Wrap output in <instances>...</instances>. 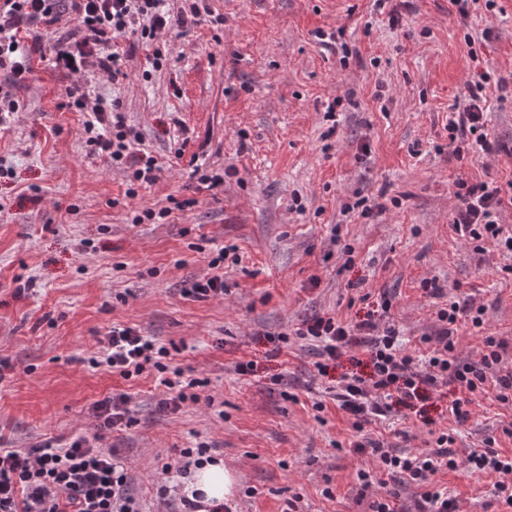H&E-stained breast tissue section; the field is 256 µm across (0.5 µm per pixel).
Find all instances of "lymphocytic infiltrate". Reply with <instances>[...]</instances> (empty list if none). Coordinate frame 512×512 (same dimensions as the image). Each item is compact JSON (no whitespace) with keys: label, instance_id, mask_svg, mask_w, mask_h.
Masks as SVG:
<instances>
[{"label":"lymphocytic infiltrate","instance_id":"lymphocytic-infiltrate-1","mask_svg":"<svg viewBox=\"0 0 512 512\" xmlns=\"http://www.w3.org/2000/svg\"><path fill=\"white\" fill-rule=\"evenodd\" d=\"M57 0H0V68L9 67L12 78L0 83V113L18 111L13 90L32 71L33 56L50 58L54 67L69 73L89 68L119 71L122 58L117 39L121 36L153 38L162 29H181L202 15L200 0H184L179 14H170L164 0H70L71 8L84 37L69 44H35L26 47L21 26L40 20L55 21ZM483 82L470 88L469 103L448 119V138L475 152H491L492 144L485 133L486 119L482 103ZM69 109L90 113L85 123L87 141L98 155L113 163L130 164L131 177L140 184L155 183L160 166L150 151L142 146L139 130L128 125L119 108L105 109L101 99H94L79 86L67 90ZM458 196L461 207L452 219L455 232L462 238L495 242L512 253V232L504 230L499 216L512 206V186L489 182L460 181ZM485 309L460 306L451 301L437 312L441 327L436 335L437 347L428 359L419 361L402 348L399 331L394 325L377 326L373 318L348 324L333 316L316 317L299 329L302 337H312L323 346L322 362L317 369L326 373L344 348L368 337V377L352 376L342 381L339 397L342 407L356 422L371 416H384L394 408H413L427 391L440 384L454 383L460 390L450 406L457 422L469 419L475 394L493 391L497 401L512 404V368L504 367L503 339L488 336L483 340L480 361L462 363L454 351L453 333L460 318H467L473 328L484 325ZM170 350L155 339L141 335L132 327L110 331L97 356L88 360L90 367L129 379L147 369L161 375L166 389L160 405L175 412L183 404L196 401V378L180 380L167 377ZM452 437L441 433L436 450L419 454H402L381 447L378 442L362 439L353 445L355 452L372 450L386 475L400 482L420 487L422 494L414 512H454L455 502L447 492L431 487L429 477L441 470H456L466 464L482 474L494 476L492 494L512 508V454L496 448L486 440L473 449L465 462H458L450 448ZM0 512H142L140 502L130 491V480L120 462L93 444L87 437L76 436L63 447L48 443L28 448H0Z\"/></svg>","mask_w":512,"mask_h":512}]
</instances>
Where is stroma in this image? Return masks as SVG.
Masks as SVG:
<instances>
[{"mask_svg": "<svg viewBox=\"0 0 512 512\" xmlns=\"http://www.w3.org/2000/svg\"><path fill=\"white\" fill-rule=\"evenodd\" d=\"M209 4L222 24L120 39L118 77L38 60L15 88L20 108L0 123V448L94 436L93 404L123 393L134 422L101 446L145 512H166L162 468L199 442L232 469L238 512H289L292 501L298 512H366L356 473L379 462L352 450L353 419L335 397L342 375L368 373L364 352L347 349L323 376L318 344L296 330L323 315L386 316L425 358L441 299L427 280L486 309L483 328L459 325V360L479 361L492 335L512 363V255L489 242L476 250L450 228L459 180L512 181V0L465 19L450 0ZM482 74L496 148L460 155L448 116ZM75 84L118 103L161 161L135 197L129 169L88 145L86 113L65 109ZM199 169L223 174V186L199 188ZM363 197L384 211L361 216ZM227 244L239 260L224 269L223 296H188ZM21 278L30 286L19 295ZM127 326L178 345L168 366L202 380L198 403L166 412L155 372L125 380L89 367L111 329ZM281 333L288 342L274 348L268 338ZM454 393L441 385L417 412L369 418L364 432L398 453L453 432L461 464L433 485L457 512H506L493 477L464 460L490 438L512 452V405L477 396L460 424L448 413Z\"/></svg>", "mask_w": 512, "mask_h": 512, "instance_id": "1", "label": "stroma"}]
</instances>
